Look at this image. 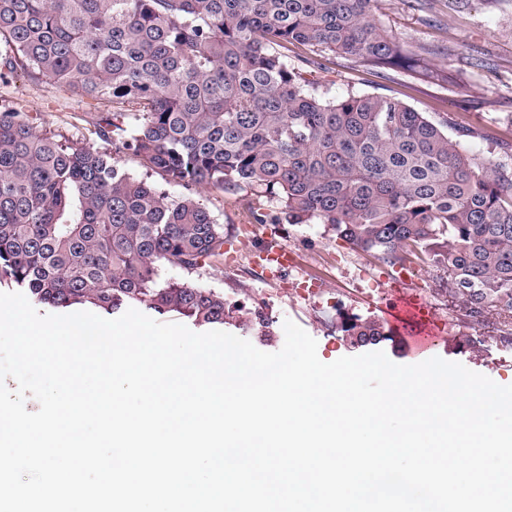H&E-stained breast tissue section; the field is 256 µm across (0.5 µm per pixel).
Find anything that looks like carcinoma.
Listing matches in <instances>:
<instances>
[{
  "label": "carcinoma",
  "instance_id": "carcinoma-1",
  "mask_svg": "<svg viewBox=\"0 0 512 512\" xmlns=\"http://www.w3.org/2000/svg\"><path fill=\"white\" fill-rule=\"evenodd\" d=\"M376 2L0 0V79L24 70L106 107L98 145L0 111V283L54 308L141 304L266 328L220 292L162 277L223 255L224 225L189 193L209 185L252 197L254 224H323L390 267L442 265L467 315L493 308L512 336V166L466 149L446 120L390 95L330 97L302 73L316 61L288 63L292 46L379 70L421 56L379 24ZM125 155L162 183L129 174ZM341 331L384 335L358 319Z\"/></svg>",
  "mask_w": 512,
  "mask_h": 512
}]
</instances>
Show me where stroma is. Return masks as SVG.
Here are the masks:
<instances>
[{"label": "stroma", "instance_id": "obj_1", "mask_svg": "<svg viewBox=\"0 0 512 512\" xmlns=\"http://www.w3.org/2000/svg\"><path fill=\"white\" fill-rule=\"evenodd\" d=\"M376 17L402 41L424 48L426 60L448 72L450 83L428 84L402 70L379 72L326 51L317 61L326 69L330 95L351 89L393 95L428 117L449 120V134L461 125L469 128L462 139L469 150L503 158L500 142H512V0H436L430 9L409 7L406 0H379ZM0 109L27 112L40 130L73 141L88 138L97 117L93 107L22 73L0 80ZM194 195L218 223L237 225L231 239L236 260L229 264L224 257H213L195 272L168 267L163 275L223 293L225 303L241 307L244 315L262 311L269 319L267 333L252 329L245 335L256 348L279 351L285 341L283 322L289 319L316 340L322 362L359 355L360 347L343 335L342 321L385 324L369 291L398 280L444 328L425 358L458 362L498 384H512V342L496 331L493 318L466 316L448 292L442 267L418 263L397 272L337 240L324 225L252 226L250 197L228 196L206 185L196 187ZM270 242L291 250L297 261L275 281L260 277L251 265L253 252ZM306 278L320 284V294L304 298L295 292L294 282Z\"/></svg>", "mask_w": 512, "mask_h": 512}]
</instances>
